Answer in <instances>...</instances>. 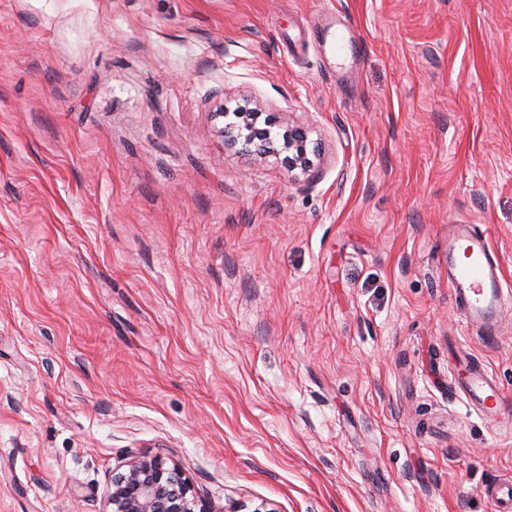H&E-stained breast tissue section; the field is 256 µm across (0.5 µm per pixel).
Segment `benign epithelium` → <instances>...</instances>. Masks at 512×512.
<instances>
[{"label": "benign epithelium", "mask_w": 512, "mask_h": 512, "mask_svg": "<svg viewBox=\"0 0 512 512\" xmlns=\"http://www.w3.org/2000/svg\"><path fill=\"white\" fill-rule=\"evenodd\" d=\"M235 138L248 143L267 140V130L256 125L232 127ZM288 170L308 172L313 166L303 129L288 130ZM191 487L179 473L165 467L158 457L138 458L129 464L126 473L112 481L109 504L112 512H208L189 497Z\"/></svg>", "instance_id": "benign-epithelium-1"}]
</instances>
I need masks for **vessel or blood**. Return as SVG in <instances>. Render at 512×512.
<instances>
[{"instance_id":"obj_1","label":"vessel or blood","mask_w":512,"mask_h":512,"mask_svg":"<svg viewBox=\"0 0 512 512\" xmlns=\"http://www.w3.org/2000/svg\"><path fill=\"white\" fill-rule=\"evenodd\" d=\"M448 287L460 311L465 328L474 330L487 347L501 338V326L512 314V290L504 285L498 262L485 233L471 224L448 227ZM451 391L462 394L466 404L490 427L512 425V398L478 360H469L452 374ZM483 495L496 512H512V479L498 478L485 483Z\"/></svg>"}]
</instances>
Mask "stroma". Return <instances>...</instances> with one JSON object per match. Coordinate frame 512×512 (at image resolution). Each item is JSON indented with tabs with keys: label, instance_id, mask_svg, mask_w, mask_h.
<instances>
[{
	"label": "stroma",
	"instance_id": "obj_1",
	"mask_svg": "<svg viewBox=\"0 0 512 512\" xmlns=\"http://www.w3.org/2000/svg\"><path fill=\"white\" fill-rule=\"evenodd\" d=\"M452 224L512 282V0H0V512L155 455L211 512H494ZM288 170L308 172L313 166L307 148V136L302 128L288 129Z\"/></svg>",
	"mask_w": 512,
	"mask_h": 512
}]
</instances>
